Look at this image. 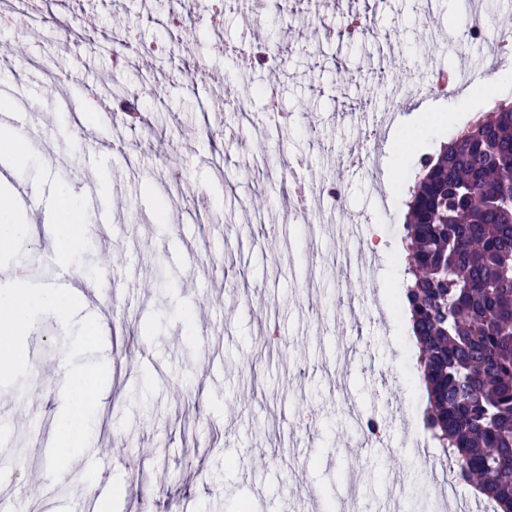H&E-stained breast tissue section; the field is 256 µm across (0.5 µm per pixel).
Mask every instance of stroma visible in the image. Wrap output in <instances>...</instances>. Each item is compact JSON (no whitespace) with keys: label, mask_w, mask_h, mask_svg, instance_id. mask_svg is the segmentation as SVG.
I'll list each match as a JSON object with an SVG mask.
<instances>
[{"label":"stroma","mask_w":512,"mask_h":512,"mask_svg":"<svg viewBox=\"0 0 512 512\" xmlns=\"http://www.w3.org/2000/svg\"><path fill=\"white\" fill-rule=\"evenodd\" d=\"M42 20L21 28L0 17V42L32 60L24 75L0 72L1 112H24V179L0 168L15 190L66 176L85 200L112 205V233L75 246L82 290L72 312L34 307L26 358L0 380V512H44L39 473L60 484L66 512H81L94 485L107 483L112 512H443V474L417 456L428 406L418 348L401 314L407 284L405 199L421 155L461 135L474 112L512 102V75L494 74L476 97L413 98L395 111L379 143L378 171L354 166L353 143L373 127L388 83L416 84L429 61L448 72L477 57L438 51L426 59L420 0H241L219 25L196 24L191 56L176 47L163 0H37ZM94 11L98 24L70 43L57 21ZM377 16L376 33L337 38L348 16ZM131 31L136 46L121 69L113 41ZM277 46V73L238 65L234 50ZM393 61L383 82L377 62ZM201 61L206 75L186 70ZM276 84L283 121L267 125L260 88ZM136 94L148 129L113 117V99ZM247 114L214 110L224 94ZM173 157L166 164L159 149ZM302 157L311 180L330 179L339 204H311L307 223L289 220L281 170ZM362 224L373 248L369 279L336 264V229ZM112 257L123 272L102 269ZM27 268L25 288L45 292L59 265L41 234L0 252L6 267ZM372 291L370 303L360 300ZM191 309L193 322L182 312ZM355 312L347 338L336 319ZM77 354L97 374L96 399L78 419L82 443L56 446L48 406L64 387L62 367ZM54 368L53 384L34 388ZM375 415L390 445L361 446L345 414ZM53 444L39 446L40 436ZM122 448L111 470L89 468L95 448ZM266 452L254 464L253 449Z\"/></svg>","instance_id":"obj_1"}]
</instances>
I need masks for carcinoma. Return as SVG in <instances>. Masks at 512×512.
<instances>
[{"label": "carcinoma", "instance_id": "1", "mask_svg": "<svg viewBox=\"0 0 512 512\" xmlns=\"http://www.w3.org/2000/svg\"><path fill=\"white\" fill-rule=\"evenodd\" d=\"M512 103L421 158L406 202L405 310L429 400L424 426L512 512Z\"/></svg>", "mask_w": 512, "mask_h": 512}]
</instances>
